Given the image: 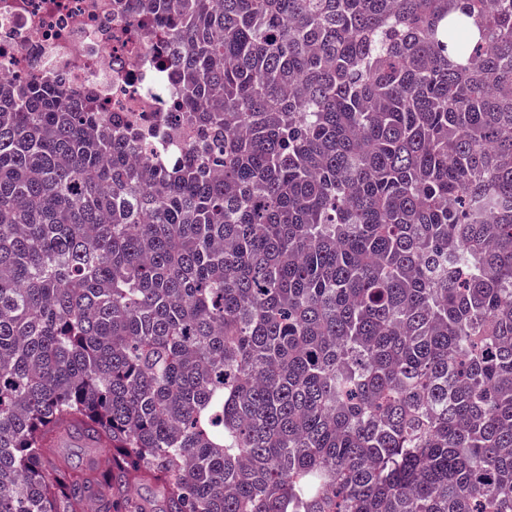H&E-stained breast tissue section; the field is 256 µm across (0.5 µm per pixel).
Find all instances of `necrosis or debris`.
Masks as SVG:
<instances>
[{
	"mask_svg": "<svg viewBox=\"0 0 512 512\" xmlns=\"http://www.w3.org/2000/svg\"><path fill=\"white\" fill-rule=\"evenodd\" d=\"M127 30L112 0H0V75L94 96L114 126L133 125L167 112L178 88L157 67L158 34H144L132 55Z\"/></svg>",
	"mask_w": 512,
	"mask_h": 512,
	"instance_id": "necrosis-or-debris-1",
	"label": "necrosis or debris"
}]
</instances>
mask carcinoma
<instances>
[{
    "label": "carcinoma",
    "mask_w": 512,
    "mask_h": 512,
    "mask_svg": "<svg viewBox=\"0 0 512 512\" xmlns=\"http://www.w3.org/2000/svg\"><path fill=\"white\" fill-rule=\"evenodd\" d=\"M115 9L198 136L0 84V512H512V0Z\"/></svg>",
    "instance_id": "1"
}]
</instances>
